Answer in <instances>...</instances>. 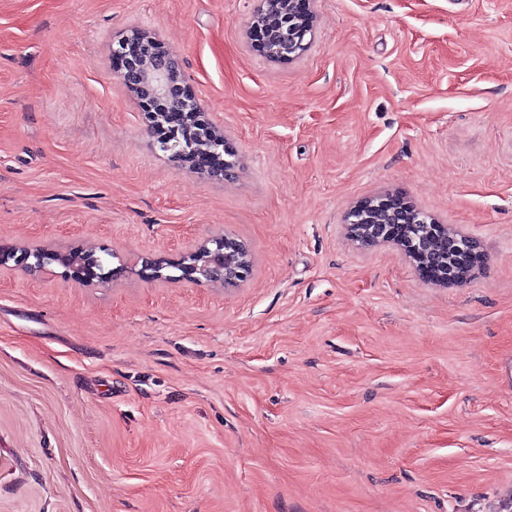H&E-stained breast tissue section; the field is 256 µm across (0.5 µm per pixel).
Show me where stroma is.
<instances>
[{
    "mask_svg": "<svg viewBox=\"0 0 512 512\" xmlns=\"http://www.w3.org/2000/svg\"><path fill=\"white\" fill-rule=\"evenodd\" d=\"M252 0H0V512H512V0H318L290 63ZM176 53L235 146L150 144L112 42ZM396 190L475 238L423 281L344 216ZM230 233L238 288L141 273ZM269 0H254L245 37L249 48L261 57L278 63L301 58L311 47L317 21V0H286L288 15L282 30H273L258 17ZM460 240L467 245L468 259L462 266V272H456L459 279H470L479 271L484 263V254L478 242L470 236H461Z\"/></svg>",
    "mask_w": 512,
    "mask_h": 512,
    "instance_id": "stroma-1",
    "label": "stroma"
}]
</instances>
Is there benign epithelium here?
Masks as SVG:
<instances>
[{
	"mask_svg": "<svg viewBox=\"0 0 512 512\" xmlns=\"http://www.w3.org/2000/svg\"><path fill=\"white\" fill-rule=\"evenodd\" d=\"M267 2L254 0L245 30L249 48L259 56L278 63L301 58L313 42L317 0H288V15L279 30L261 22L259 13ZM112 56L123 61L117 69V76L135 93L139 105L146 110L144 124L154 148L181 162L194 158L207 163L218 156L235 154L231 142L206 116L202 104L185 84L179 58L152 33L139 27L130 29L113 42ZM183 105L190 106L194 115L200 117L202 129L194 137L183 136L175 129L167 130L160 124V114L178 112ZM377 203L391 210L393 223L384 227L381 237L373 244L391 243L408 251L407 228L421 223L423 212L399 191L388 190L357 201L345 216L346 234L351 239L356 238L360 228L369 221V210ZM234 240L235 236L229 233L207 239L197 248V253L205 252L207 257L200 264L185 266L180 279L204 283L222 276L227 280V288L242 285L251 275L253 266L228 251ZM461 241L467 245L468 259L458 276L443 275L428 264L416 267L418 275L426 282L443 286L455 284L458 278L467 280L474 276L484 263L483 251L470 236L461 237Z\"/></svg>",
	"mask_w": 512,
	"mask_h": 512,
	"instance_id": "1",
	"label": "benign epithelium"
}]
</instances>
